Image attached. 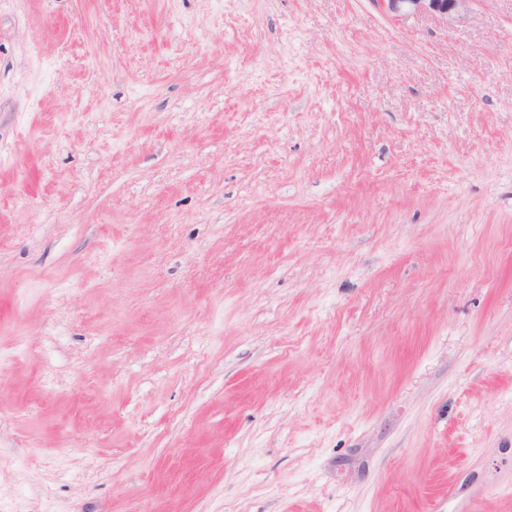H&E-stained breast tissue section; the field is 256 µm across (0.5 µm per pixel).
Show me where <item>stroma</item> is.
<instances>
[{
    "label": "stroma",
    "instance_id": "35a3bbf8",
    "mask_svg": "<svg viewBox=\"0 0 512 512\" xmlns=\"http://www.w3.org/2000/svg\"><path fill=\"white\" fill-rule=\"evenodd\" d=\"M0 512H512V0H0ZM477 0H371L387 17L399 20L409 15L424 14L446 26L461 22Z\"/></svg>",
    "mask_w": 512,
    "mask_h": 512
}]
</instances>
